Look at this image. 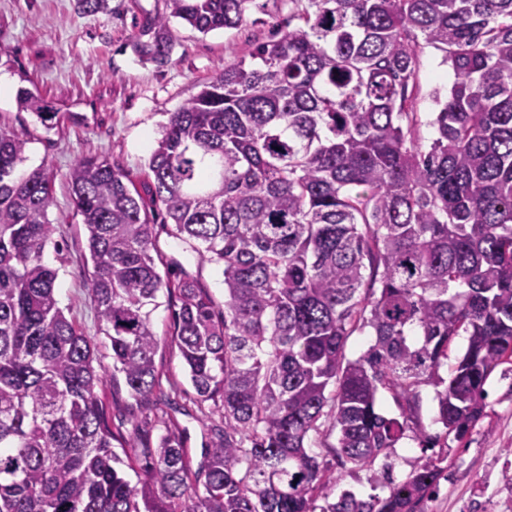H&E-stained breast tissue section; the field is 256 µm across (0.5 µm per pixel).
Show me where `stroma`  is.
<instances>
[{
  "label": "stroma",
  "mask_w": 512,
  "mask_h": 512,
  "mask_svg": "<svg viewBox=\"0 0 512 512\" xmlns=\"http://www.w3.org/2000/svg\"><path fill=\"white\" fill-rule=\"evenodd\" d=\"M76 0H0V77L11 93L0 96V127L28 141L23 171L47 166L55 174L56 201L48 211L53 226L44 261L57 269L56 296L67 317L98 341L102 365L110 352L88 300L87 232L71 202L64 179L85 147L130 172L142 183L143 172L166 123L202 83L247 56L252 43L268 38L286 22L290 0H253L244 24L201 34L174 20L171 60L165 66L141 60L129 44L147 19L163 14L167 0H109L110 13L82 15ZM421 93L417 110L420 135L435 131L427 119L437 106L430 92L450 87L451 69L439 51L428 48L419 59ZM28 87L58 111L57 129L45 131L34 117L19 111L16 89ZM172 225L155 222L154 257L163 278L191 276L223 301L222 276L213 265L186 251L172 235ZM158 336L156 370L165 393L149 411L140 410L124 383L105 384L101 397L115 437L123 441L121 457L155 446L167 424H175L187 448L191 467H199L212 429L223 427L220 414L208 424L196 404V393L183 367L173 336L171 311L152 315ZM485 415L463 439L445 438L446 468L436 494L424 499L422 512H512V372L495 369L486 385Z\"/></svg>",
  "instance_id": "35a3bbf8"
}]
</instances>
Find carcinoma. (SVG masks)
<instances>
[{
	"mask_svg": "<svg viewBox=\"0 0 512 512\" xmlns=\"http://www.w3.org/2000/svg\"><path fill=\"white\" fill-rule=\"evenodd\" d=\"M253 2L168 0L134 49L165 64L170 19L203 34L236 28ZM293 2L288 30L170 113L149 198L91 147L65 175L110 371L43 260L53 175L19 172L26 141L0 129V512H421L442 473L433 458L400 483L385 464V497L331 502L339 478L313 449L334 435L339 465L368 470L409 432L435 447L418 423L423 385L436 387L445 436L464 438L484 416L489 376L512 364V0ZM427 48L454 81L431 91L426 143L416 101ZM16 102L55 128L38 93ZM157 202L184 248L221 270L224 305L193 279L160 275ZM367 270L376 296L359 294ZM164 295L177 298L198 403L224 418L195 472L174 425L120 458L99 394L110 376L139 408L157 404L151 316ZM366 329L372 343L346 358ZM381 390L399 416L377 411Z\"/></svg>",
	"mask_w": 512,
	"mask_h": 512,
	"instance_id": "carcinoma-1",
	"label": "carcinoma"
}]
</instances>
